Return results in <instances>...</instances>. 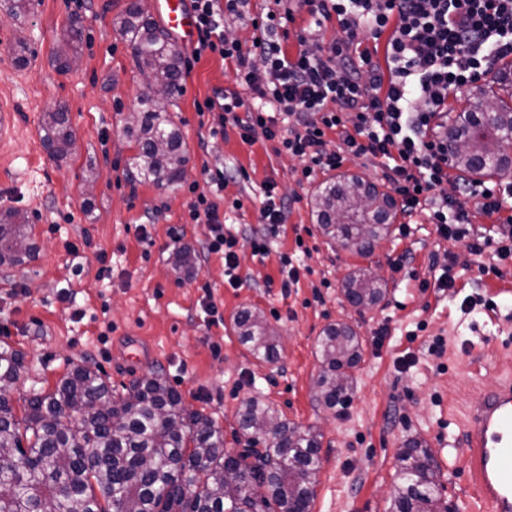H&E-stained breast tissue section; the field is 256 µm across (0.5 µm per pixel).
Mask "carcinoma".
I'll use <instances>...</instances> for the list:
<instances>
[{"mask_svg": "<svg viewBox=\"0 0 512 512\" xmlns=\"http://www.w3.org/2000/svg\"><path fill=\"white\" fill-rule=\"evenodd\" d=\"M136 68L161 77V96L141 101L126 133L135 142L134 165L159 187L177 183L186 157L180 130L168 107L182 92L181 50L144 17L140 0H130L119 19ZM467 112L495 113V123L512 127V110L482 92ZM44 142L53 157L67 158L75 134L62 110L48 112ZM462 147L451 156L469 172L481 162L504 172L501 141L476 137L465 123L451 127ZM324 236L369 254L390 232L393 197L357 177L329 183L315 198ZM32 228L10 208L0 216V266L14 267L34 254ZM345 296L358 306L382 296L377 279L360 275L345 284ZM241 342L257 358L273 362L279 339L261 313L242 310L236 318ZM324 368L317 380L324 406L346 402L348 370L361 359V345L347 326L331 325L320 342ZM24 353L0 345V512H311L320 472L318 435L280 419L273 438L256 452L258 463L243 468L224 450L223 429L210 416L188 409L182 396L158 373L116 393L89 366H77L51 392H35L16 414L11 391L25 368ZM274 410L257 398L239 411L243 432L258 435ZM440 482L432 453L422 441L409 440L398 457L392 512H439Z\"/></svg>", "mask_w": 512, "mask_h": 512, "instance_id": "obj_1", "label": "carcinoma"}]
</instances>
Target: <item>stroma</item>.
I'll return each instance as SVG.
<instances>
[{
    "mask_svg": "<svg viewBox=\"0 0 512 512\" xmlns=\"http://www.w3.org/2000/svg\"><path fill=\"white\" fill-rule=\"evenodd\" d=\"M34 2L17 20L11 0H0V99L17 105L16 131L0 143V201L28 216L36 246L24 264L0 267V344L25 355L15 407L33 390L53 391L79 365L97 369L117 391L155 372L189 409L220 424L231 453L248 446L238 420L252 397L319 434L311 512H389L398 456L412 438L430 448L450 512H479L454 445L467 394L512 374V255L473 254L442 238L425 214L408 219L400 210L371 254L336 245L319 229L316 194L351 176L388 191L381 168L349 155L305 182L303 160L277 151L276 141L259 135L246 143L232 127L212 135L214 113L196 105L237 84L233 64L209 53L183 75L170 109L187 157L183 179L156 186L129 166L136 146L125 133L127 117L150 90L117 25L128 0ZM74 22L83 29L76 43L65 39ZM21 40L35 51L24 66L16 60ZM64 61L69 71L61 70ZM60 108L77 147L56 160L44 146L43 123ZM216 168L237 174L224 186L225 231L239 236L257 227L266 183L290 203L268 256L240 243L238 288L225 281L223 255L202 254L209 225L188 221L189 185L209 191ZM236 198L242 209H230ZM182 249L196 255L193 268L177 265ZM406 252L410 261L395 268ZM283 254L302 269L286 292ZM363 272L377 273L383 295L357 308L344 285ZM443 274L452 287H430ZM208 293L222 324L207 323ZM245 308L260 311L278 334L276 362L240 342L234 318ZM336 324L354 331L362 358L350 371L347 402L329 410L317 399L319 341Z\"/></svg>",
    "mask_w": 512,
    "mask_h": 512,
    "instance_id": "stroma-1",
    "label": "stroma"
}]
</instances>
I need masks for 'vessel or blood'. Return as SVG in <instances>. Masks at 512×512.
<instances>
[{
    "instance_id": "vessel-or-blood-1",
    "label": "vessel or blood",
    "mask_w": 512,
    "mask_h": 512,
    "mask_svg": "<svg viewBox=\"0 0 512 512\" xmlns=\"http://www.w3.org/2000/svg\"><path fill=\"white\" fill-rule=\"evenodd\" d=\"M166 27L186 43L195 24L185 0H157ZM458 453L475 483L484 512H512V377L480 389L466 402L465 437Z\"/></svg>"
}]
</instances>
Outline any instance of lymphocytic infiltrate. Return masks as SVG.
<instances>
[{
  "label": "lymphocytic infiltrate",
  "mask_w": 512,
  "mask_h": 512,
  "mask_svg": "<svg viewBox=\"0 0 512 512\" xmlns=\"http://www.w3.org/2000/svg\"><path fill=\"white\" fill-rule=\"evenodd\" d=\"M254 40L255 53L224 36L227 18L241 16L249 0H192L197 42L193 59L210 52L235 65L236 81L249 91L216 93L199 109L233 124L243 141L278 140L289 155L307 159L303 180L335 168L343 154L378 160L406 213L426 212L441 237L467 240L471 252L486 244L472 238L471 212L501 211L492 189L459 184L455 198L436 195L448 180V137L434 121L449 94L476 84L489 67L512 57V0H273ZM311 17L308 36L335 21L338 36L327 50L288 55L276 29L297 9ZM385 38V65L373 62L359 36ZM336 134L335 152L325 149ZM191 223L207 224L205 254L224 256V275L240 287L237 237L225 234L216 197L195 193Z\"/></svg>",
  "instance_id": "1"
}]
</instances>
